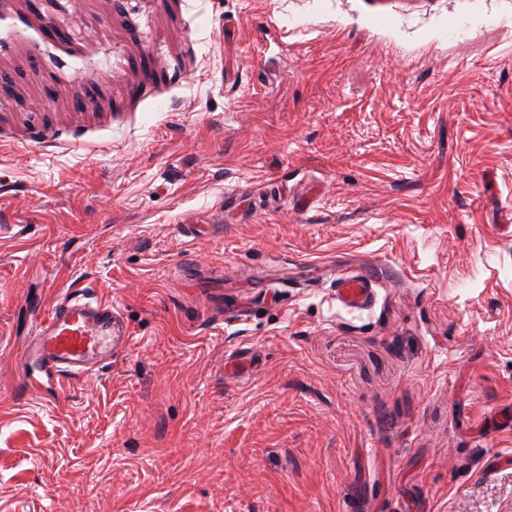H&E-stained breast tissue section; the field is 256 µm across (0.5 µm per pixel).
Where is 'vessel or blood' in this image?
Returning <instances> with one entry per match:
<instances>
[{
    "label": "vessel or blood",
    "instance_id": "vessel-or-blood-1",
    "mask_svg": "<svg viewBox=\"0 0 512 512\" xmlns=\"http://www.w3.org/2000/svg\"><path fill=\"white\" fill-rule=\"evenodd\" d=\"M333 295L350 311L369 309L376 300L374 283L351 270L337 275ZM128 337V327L110 301L69 287L51 309L38 313L26 363L46 373L90 376Z\"/></svg>",
    "mask_w": 512,
    "mask_h": 512
}]
</instances>
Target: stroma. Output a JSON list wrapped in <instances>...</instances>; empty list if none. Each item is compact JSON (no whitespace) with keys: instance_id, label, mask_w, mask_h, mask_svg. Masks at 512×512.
I'll return each instance as SVG.
<instances>
[{"instance_id":"1","label":"stroma","mask_w":512,"mask_h":512,"mask_svg":"<svg viewBox=\"0 0 512 512\" xmlns=\"http://www.w3.org/2000/svg\"><path fill=\"white\" fill-rule=\"evenodd\" d=\"M1 76L0 512H512V0H0ZM332 288L336 301L350 311L367 310L376 300L374 283L355 271L339 273ZM128 337V327L112 302L68 287L51 309L38 312L26 364L44 373L90 376Z\"/></svg>"}]
</instances>
